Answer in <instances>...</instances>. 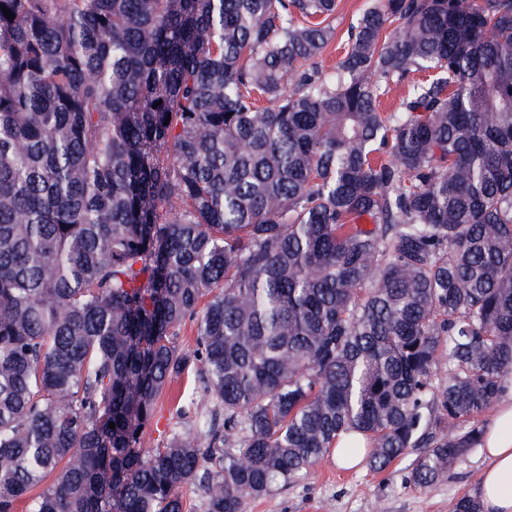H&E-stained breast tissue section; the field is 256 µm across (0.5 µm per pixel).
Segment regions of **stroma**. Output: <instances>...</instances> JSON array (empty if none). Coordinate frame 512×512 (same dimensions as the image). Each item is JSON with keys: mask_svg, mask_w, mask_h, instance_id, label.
<instances>
[{"mask_svg": "<svg viewBox=\"0 0 512 512\" xmlns=\"http://www.w3.org/2000/svg\"><path fill=\"white\" fill-rule=\"evenodd\" d=\"M369 4L370 0H338L336 39L322 56L324 69H331L341 58L348 29ZM199 386L197 373L191 371L163 394L153 425L145 434V447L210 414L212 405L202 396L194 405L184 408L179 404L181 389L195 390ZM415 458V452H408L385 471L374 472L366 466L357 470L341 468L335 455L330 454L298 482L275 486L266 497L249 500L245 512H449L451 499L477 489L484 466L480 449H472L443 480L419 489L405 482Z\"/></svg>", "mask_w": 512, "mask_h": 512, "instance_id": "35a3bbf8", "label": "stroma"}]
</instances>
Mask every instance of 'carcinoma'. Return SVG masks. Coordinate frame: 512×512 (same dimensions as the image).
Returning <instances> with one entry per match:
<instances>
[{"instance_id": "cac0c4a2", "label": "carcinoma", "mask_w": 512, "mask_h": 512, "mask_svg": "<svg viewBox=\"0 0 512 512\" xmlns=\"http://www.w3.org/2000/svg\"><path fill=\"white\" fill-rule=\"evenodd\" d=\"M2 6L0 512L444 478L512 371V0H373L330 74L336 0ZM191 367L224 421L142 447ZM177 493L183 503V512H205V502L198 486L184 484L177 489Z\"/></svg>"}]
</instances>
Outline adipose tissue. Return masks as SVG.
<instances>
[{"mask_svg":"<svg viewBox=\"0 0 512 512\" xmlns=\"http://www.w3.org/2000/svg\"><path fill=\"white\" fill-rule=\"evenodd\" d=\"M478 446L486 461L478 490L482 512H512V378L497 397Z\"/></svg>","mask_w":512,"mask_h":512,"instance_id":"obj_1","label":"adipose tissue"}]
</instances>
